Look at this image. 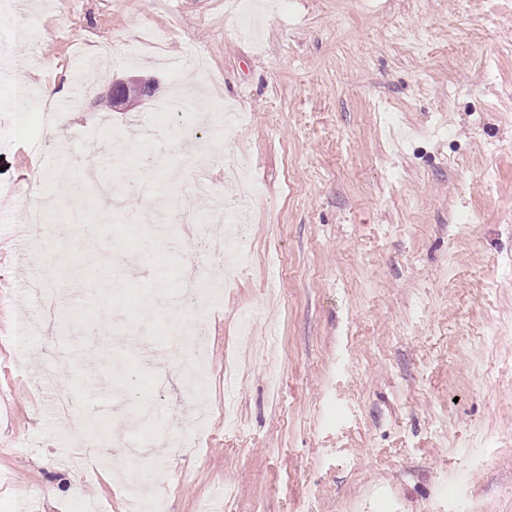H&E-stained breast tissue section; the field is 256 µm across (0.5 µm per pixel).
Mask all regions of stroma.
I'll list each match as a JSON object with an SVG mask.
<instances>
[{"label":"stroma","mask_w":512,"mask_h":512,"mask_svg":"<svg viewBox=\"0 0 512 512\" xmlns=\"http://www.w3.org/2000/svg\"><path fill=\"white\" fill-rule=\"evenodd\" d=\"M366 2L240 0L259 19L248 39L224 0H29L21 24L0 8L15 67L0 123L21 127L0 145V183L65 198L88 160L141 180L125 207L145 212L159 194L195 207L202 174L229 195L231 165L253 185L250 239L208 229L252 262L209 310L202 414L154 338L185 244L142 263L101 203L85 236L51 219L21 243L19 199L0 195V512H127L117 439L146 425L166 512H512V0ZM183 55L204 68L173 66ZM116 74L154 78L152 95L113 104ZM189 79L211 105L203 136L164 110ZM45 84L76 105L52 137L35 119ZM227 106L243 114L229 145ZM104 226L126 253L116 289L77 275ZM49 251L73 315L46 325L26 321L25 286ZM151 289L158 307L132 304ZM245 324L277 334L267 356ZM52 346L70 357L44 383ZM71 396L86 437H112L85 480ZM183 428L200 450L178 447Z\"/></svg>","instance_id":"stroma-1"}]
</instances>
